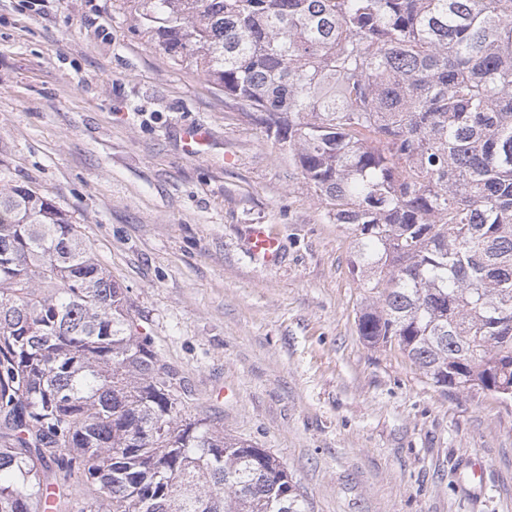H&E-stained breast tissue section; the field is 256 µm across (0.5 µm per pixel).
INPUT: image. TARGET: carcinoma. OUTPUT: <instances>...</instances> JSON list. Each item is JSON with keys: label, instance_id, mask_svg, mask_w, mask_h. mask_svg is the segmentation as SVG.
<instances>
[{"label": "carcinoma", "instance_id": "cac0c4a2", "mask_svg": "<svg viewBox=\"0 0 512 512\" xmlns=\"http://www.w3.org/2000/svg\"><path fill=\"white\" fill-rule=\"evenodd\" d=\"M288 147L352 235L358 332L512 401V0H115ZM182 379L52 200L0 188V512H306Z\"/></svg>", "mask_w": 512, "mask_h": 512}]
</instances>
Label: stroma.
Wrapping results in <instances>:
<instances>
[{
  "label": "stroma",
  "mask_w": 512,
  "mask_h": 512,
  "mask_svg": "<svg viewBox=\"0 0 512 512\" xmlns=\"http://www.w3.org/2000/svg\"><path fill=\"white\" fill-rule=\"evenodd\" d=\"M0 183L67 211L190 413L277 456L307 512H512V401L445 394L359 336L350 238L287 148L112 0H0ZM248 244L252 256L265 266H275L281 257L282 242L267 224H253L248 230Z\"/></svg>",
  "instance_id": "35a3bbf8"
}]
</instances>
